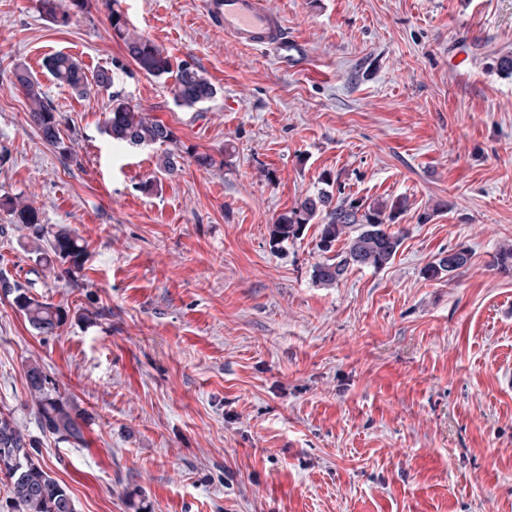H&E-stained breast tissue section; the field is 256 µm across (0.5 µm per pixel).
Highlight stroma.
Listing matches in <instances>:
<instances>
[{
	"mask_svg": "<svg viewBox=\"0 0 512 512\" xmlns=\"http://www.w3.org/2000/svg\"><path fill=\"white\" fill-rule=\"evenodd\" d=\"M265 2L300 45L288 64L235 46L201 0H120L216 86L185 110L128 59L106 0L64 26L0 0V195L88 252L76 280L37 271L0 210V276L69 312L42 336L0 294V410L40 436L76 512H512V0ZM58 52L123 64L116 90L172 129L180 171L112 142L107 96L45 70ZM17 64L61 146L28 126ZM324 188L404 199L388 265L314 283L315 220L274 246L277 217ZM451 248L467 268L426 277ZM32 360L90 412L85 446L41 436ZM10 81L27 101L28 124L47 144H60L64 119L45 94L38 78L27 67L16 65L11 71Z\"/></svg>",
	"mask_w": 512,
	"mask_h": 512,
	"instance_id": "stroma-1",
	"label": "stroma"
}]
</instances>
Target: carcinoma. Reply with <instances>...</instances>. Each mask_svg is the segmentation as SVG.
<instances>
[{"label": "carcinoma", "mask_w": 512, "mask_h": 512, "mask_svg": "<svg viewBox=\"0 0 512 512\" xmlns=\"http://www.w3.org/2000/svg\"><path fill=\"white\" fill-rule=\"evenodd\" d=\"M89 6V0H37V8L50 21L66 25L71 20L70 8L79 11ZM108 21L113 34L122 40L124 50L136 68L146 76L172 79L170 93L178 107L192 109L213 99L215 85L196 66L184 63L175 68L170 56L148 38L129 32L128 21L115 8L109 10ZM44 66L60 84L78 95L106 93L112 101L105 132L114 141L132 146L176 143L172 130L152 119L140 106L128 101L122 92L113 90L114 72L101 69L89 76L77 59L63 52L46 58ZM10 81L27 101L28 124L37 130L49 145L61 143L62 113L58 112L45 94L38 78L25 66L11 71ZM181 154L165 151L161 170L173 175L180 170ZM0 208L11 216V223L26 229L45 245L36 248L35 263L46 269H59L60 277L72 278L86 262V248L81 240L67 231L51 233L42 224L39 210L20 197L0 195ZM404 208V200L392 203L376 202L361 210V205L343 199L334 200L332 193L321 190L308 196L272 224V243L281 245L297 239L307 224L322 217L318 248L329 257L317 262L312 279L321 285L339 282L349 267L381 269L397 254L401 236L390 231L386 212ZM343 247L330 255L338 242ZM470 254L459 249L454 255L436 258L425 273L434 278L444 272L454 273L467 267ZM31 284L0 276V292L13 296V302L29 325L40 334L53 335L67 321L69 313L60 306L41 301L30 295ZM27 389L43 433L57 441L79 447L86 443L83 425L89 419L86 409L61 393L59 387L31 362L26 370ZM39 441L25 433L11 414L0 411V475L8 481L13 512H76L67 490L51 476L48 466L38 459Z\"/></svg>", "instance_id": "1"}]
</instances>
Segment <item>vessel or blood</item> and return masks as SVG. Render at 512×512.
I'll return each instance as SVG.
<instances>
[{"instance_id":"obj_1","label":"vessel or blood","mask_w":512,"mask_h":512,"mask_svg":"<svg viewBox=\"0 0 512 512\" xmlns=\"http://www.w3.org/2000/svg\"><path fill=\"white\" fill-rule=\"evenodd\" d=\"M205 7L225 37L253 50H276L288 58L295 46L278 13L264 0H205Z\"/></svg>"}]
</instances>
